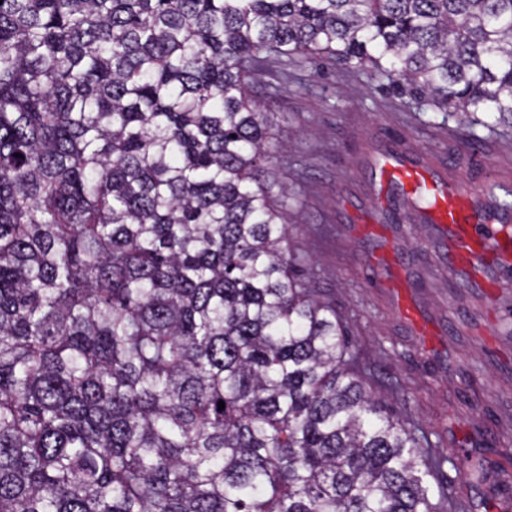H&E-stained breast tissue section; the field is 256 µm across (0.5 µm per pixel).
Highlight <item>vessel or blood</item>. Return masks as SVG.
I'll return each mask as SVG.
<instances>
[{
    "label": "vessel or blood",
    "instance_id": "vessel-or-blood-1",
    "mask_svg": "<svg viewBox=\"0 0 512 512\" xmlns=\"http://www.w3.org/2000/svg\"><path fill=\"white\" fill-rule=\"evenodd\" d=\"M384 169L413 192L429 194L433 223L448 227L449 275H483L490 266L494 273L485 285L496 288L512 273V213L483 207L459 183L435 184L422 166L404 160L402 150L390 155Z\"/></svg>",
    "mask_w": 512,
    "mask_h": 512
}]
</instances>
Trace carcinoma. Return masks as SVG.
I'll list each match as a JSON object with an SVG mask.
<instances>
[{
    "label": "carcinoma",
    "instance_id": "carcinoma-1",
    "mask_svg": "<svg viewBox=\"0 0 512 512\" xmlns=\"http://www.w3.org/2000/svg\"><path fill=\"white\" fill-rule=\"evenodd\" d=\"M292 55L512 129V0H0V512H447L287 247Z\"/></svg>",
    "mask_w": 512,
    "mask_h": 512
}]
</instances>
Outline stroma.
I'll return each instance as SVG.
<instances>
[{
	"label": "stroma",
	"instance_id": "35a3bbf8",
	"mask_svg": "<svg viewBox=\"0 0 512 512\" xmlns=\"http://www.w3.org/2000/svg\"><path fill=\"white\" fill-rule=\"evenodd\" d=\"M277 63L255 82L285 139L272 177L287 185L294 253L336 307L367 381L446 456L439 480L454 512H507L512 500V282L495 290L448 277V235L411 193L383 187L379 163L402 145L436 177L484 204L512 200V132L418 103L410 88L313 59L275 89ZM482 462L486 477L466 471Z\"/></svg>",
	"mask_w": 512,
	"mask_h": 512
}]
</instances>
